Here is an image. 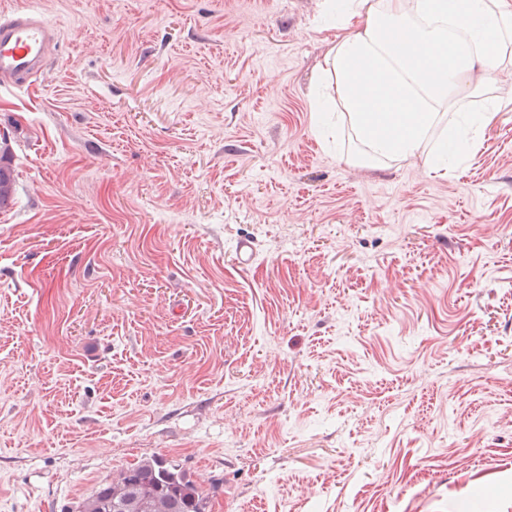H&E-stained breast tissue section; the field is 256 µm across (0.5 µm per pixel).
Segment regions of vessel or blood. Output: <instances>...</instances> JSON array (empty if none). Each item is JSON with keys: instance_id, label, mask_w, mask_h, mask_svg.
<instances>
[{"instance_id": "vessel-or-blood-1", "label": "vessel or blood", "mask_w": 512, "mask_h": 512, "mask_svg": "<svg viewBox=\"0 0 512 512\" xmlns=\"http://www.w3.org/2000/svg\"><path fill=\"white\" fill-rule=\"evenodd\" d=\"M55 39V26L35 10L0 11V81L32 86Z\"/></svg>"}]
</instances>
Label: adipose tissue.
<instances>
[{
    "label": "adipose tissue",
    "mask_w": 512,
    "mask_h": 512,
    "mask_svg": "<svg viewBox=\"0 0 512 512\" xmlns=\"http://www.w3.org/2000/svg\"><path fill=\"white\" fill-rule=\"evenodd\" d=\"M319 67L315 109H341L362 151L358 163L423 160L444 175L483 142L512 96L497 76L512 66V0H343ZM447 123L435 152L424 145Z\"/></svg>",
    "instance_id": "adipose-tissue-1"
}]
</instances>
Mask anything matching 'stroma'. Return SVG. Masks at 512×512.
I'll list each match as a JSON object with an SVG mask.
<instances>
[{
  "label": "stroma",
  "instance_id": "obj_1",
  "mask_svg": "<svg viewBox=\"0 0 512 512\" xmlns=\"http://www.w3.org/2000/svg\"><path fill=\"white\" fill-rule=\"evenodd\" d=\"M13 5L59 36L0 83V512L158 455L210 512H512V112L367 168L320 0ZM6 138H2L0 146V210H5L9 207L13 201L14 184L15 179L13 176V170L9 165L2 164L5 161L9 162L8 151L9 148L6 146Z\"/></svg>",
  "mask_w": 512,
  "mask_h": 512
}]
</instances>
